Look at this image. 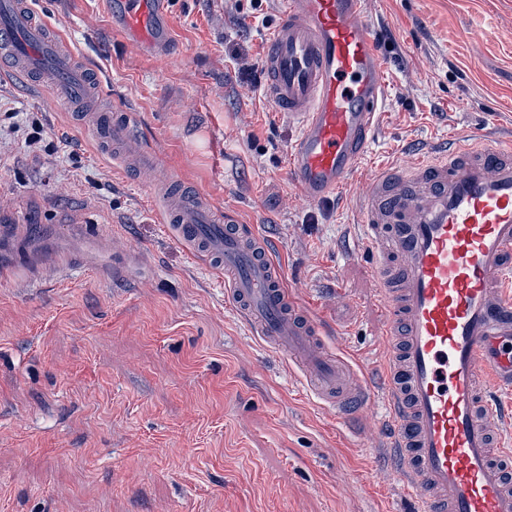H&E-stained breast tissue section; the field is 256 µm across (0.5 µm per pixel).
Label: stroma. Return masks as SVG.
I'll use <instances>...</instances> for the list:
<instances>
[{
	"mask_svg": "<svg viewBox=\"0 0 512 512\" xmlns=\"http://www.w3.org/2000/svg\"><path fill=\"white\" fill-rule=\"evenodd\" d=\"M30 5L181 186L265 234L300 299L346 330L347 358L372 363L381 317L355 201L303 204L288 178L297 129L256 83L281 0L257 17L250 0H171L168 65L114 35L102 0ZM362 8L389 89L366 163L512 126V0ZM466 28L482 31L480 52ZM0 145V512L397 507L376 410L344 422L315 406L223 281L166 234L157 174L124 171L50 93L7 73Z\"/></svg>",
	"mask_w": 512,
	"mask_h": 512,
	"instance_id": "1",
	"label": "stroma"
}]
</instances>
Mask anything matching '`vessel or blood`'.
<instances>
[{
	"label": "vessel or blood",
	"instance_id": "vessel-or-blood-1",
	"mask_svg": "<svg viewBox=\"0 0 512 512\" xmlns=\"http://www.w3.org/2000/svg\"><path fill=\"white\" fill-rule=\"evenodd\" d=\"M107 8L126 43L173 60L168 0ZM0 57L82 116L102 151L128 163L143 154L131 113L87 111L96 81L26 0H0ZM263 67L266 96L299 128L288 176L303 200L346 188L361 202L359 239L386 316L378 370L326 346L324 324L255 226L166 184L168 233L223 275L248 329L300 369L323 408L340 419L381 408L391 430L379 446L406 512H512V404L496 394L512 387V142L419 146L355 182L388 93L362 0H282Z\"/></svg>",
	"mask_w": 512,
	"mask_h": 512
}]
</instances>
